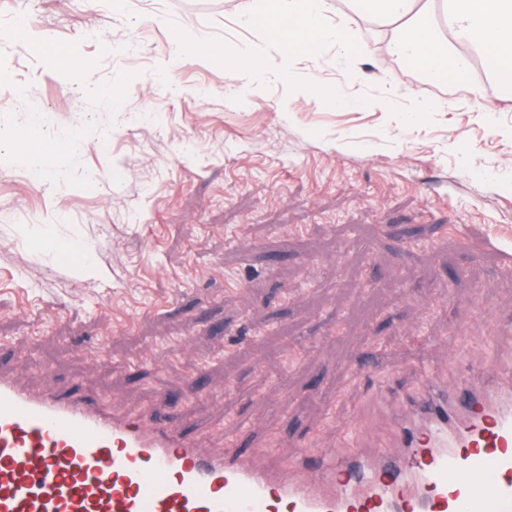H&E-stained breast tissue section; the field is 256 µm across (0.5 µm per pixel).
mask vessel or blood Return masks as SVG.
<instances>
[{"label":"vessel or blood","instance_id":"b4317fda","mask_svg":"<svg viewBox=\"0 0 512 512\" xmlns=\"http://www.w3.org/2000/svg\"><path fill=\"white\" fill-rule=\"evenodd\" d=\"M386 447L281 467L0 375V512H512V368L428 382Z\"/></svg>","mask_w":512,"mask_h":512}]
</instances>
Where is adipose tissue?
<instances>
[{
    "instance_id": "obj_1",
    "label": "adipose tissue",
    "mask_w": 512,
    "mask_h": 512,
    "mask_svg": "<svg viewBox=\"0 0 512 512\" xmlns=\"http://www.w3.org/2000/svg\"><path fill=\"white\" fill-rule=\"evenodd\" d=\"M351 2L361 19L392 26L388 52L411 70L435 82L467 79L474 66L468 54L473 48L487 78L498 84L485 111H499L503 102L512 100V0H445L444 24L439 21L443 15L419 9L418 0ZM267 4L282 20L273 27L272 36L291 51H310L335 39L353 78L358 75V61L373 53L368 43L337 37L329 24L332 0H267Z\"/></svg>"
}]
</instances>
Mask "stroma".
<instances>
[{
  "label": "stroma",
  "instance_id": "stroma-1",
  "mask_svg": "<svg viewBox=\"0 0 512 512\" xmlns=\"http://www.w3.org/2000/svg\"><path fill=\"white\" fill-rule=\"evenodd\" d=\"M241 8L0 0V372L288 467L354 429L385 445L421 375L512 366V106L422 80L343 2L375 48L356 79ZM199 34L252 47L259 81L186 56ZM288 67L354 106L292 97ZM33 125L68 152L31 156Z\"/></svg>",
  "mask_w": 512,
  "mask_h": 512
}]
</instances>
